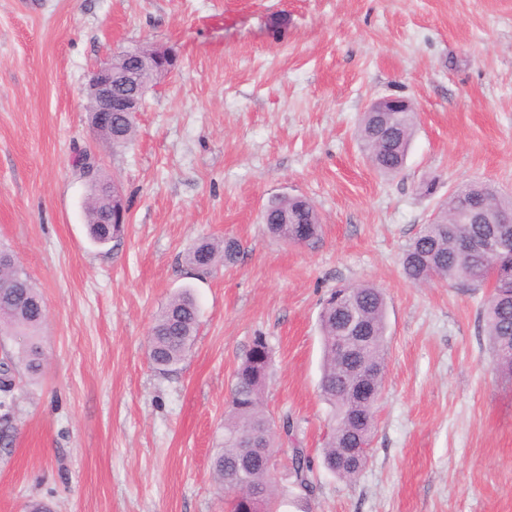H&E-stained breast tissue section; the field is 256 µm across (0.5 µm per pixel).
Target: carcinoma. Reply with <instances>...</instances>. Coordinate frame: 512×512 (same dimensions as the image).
Wrapping results in <instances>:
<instances>
[{"mask_svg": "<svg viewBox=\"0 0 512 512\" xmlns=\"http://www.w3.org/2000/svg\"><path fill=\"white\" fill-rule=\"evenodd\" d=\"M414 109L406 112H364L356 134L372 167L387 176L401 172L415 131ZM98 139L114 149L126 147L135 136V124L123 112L91 115ZM112 177L101 169L87 183L86 223L90 239L98 246L119 240L125 225L112 215V195L105 185ZM473 199L481 209L478 224L467 222L459 210L461 197ZM512 213V196L487 183H471L448 194L405 248L401 263L406 277L420 285L434 278L462 281L475 289L487 288L481 317L497 368L512 375V275L498 277L493 262L512 264V249L488 258L475 254L467 263L458 258L462 240L488 239L512 225L496 223ZM269 233L284 243L304 245L319 235L321 220L315 206L304 198L282 196L264 210ZM241 253L235 239L202 240L187 254L188 264L203 273L220 264H233ZM45 302L25 269L6 247H0V333L20 340L21 359L27 371L42 370L43 352L38 331L45 317ZM199 308L188 291L173 296L155 316L147 338L148 358L160 373L173 371L188 355L197 336ZM322 339L320 392L334 422L323 451V466L340 479L352 480L362 470L376 426L375 409L382 391L386 366V300L373 284L339 287L325 300L319 314ZM272 350L264 336L254 337L237 366L224 415V442L213 459L212 473L224 490L230 512H243L239 499L242 475L246 485L260 496L264 512H274L278 487L269 460L281 441H295L297 426L287 415L273 421L263 408V391L269 376ZM367 376L361 395L349 384L357 371ZM361 449L351 465L342 449ZM314 462L304 449L292 448L287 482L306 499L314 493Z\"/></svg>", "mask_w": 512, "mask_h": 512, "instance_id": "1", "label": "carcinoma"}]
</instances>
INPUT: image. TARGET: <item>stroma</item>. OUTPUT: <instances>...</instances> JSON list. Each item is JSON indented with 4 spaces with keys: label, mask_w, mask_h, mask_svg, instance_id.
<instances>
[{
    "label": "stroma",
    "mask_w": 512,
    "mask_h": 512,
    "mask_svg": "<svg viewBox=\"0 0 512 512\" xmlns=\"http://www.w3.org/2000/svg\"><path fill=\"white\" fill-rule=\"evenodd\" d=\"M171 49L133 141L91 132L93 67L122 47ZM411 101L403 171L380 176L356 137L367 104ZM119 183L120 241L86 234L82 152ZM512 195V0H0V244L48 307L43 369L16 363L0 414V512H225L211 459L233 373L254 336L273 370L264 406L292 416L320 458L319 313L341 285L387 298L388 353L368 462L325 469L307 502L277 512H512V377L495 368L484 291L425 287L401 256L454 189ZM311 200L319 239L287 245L268 202ZM233 238L238 261L205 275L200 239ZM196 342L167 375L146 341L182 289Z\"/></svg>",
    "instance_id": "stroma-1"
}]
</instances>
